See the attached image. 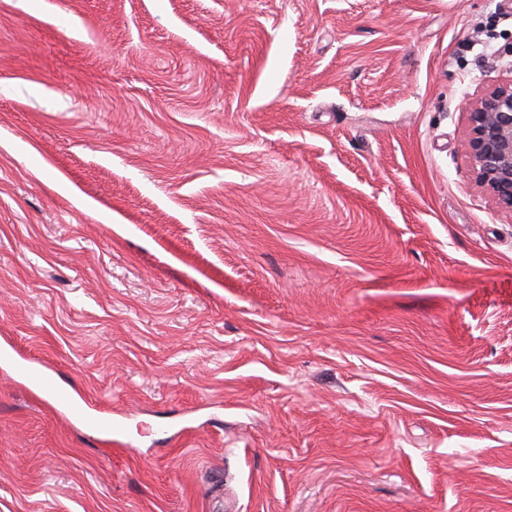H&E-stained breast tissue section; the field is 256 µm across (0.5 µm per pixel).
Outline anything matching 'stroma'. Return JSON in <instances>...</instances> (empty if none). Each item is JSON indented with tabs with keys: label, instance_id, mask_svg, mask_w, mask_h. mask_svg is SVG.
<instances>
[{
	"label": "stroma",
	"instance_id": "stroma-1",
	"mask_svg": "<svg viewBox=\"0 0 512 512\" xmlns=\"http://www.w3.org/2000/svg\"><path fill=\"white\" fill-rule=\"evenodd\" d=\"M511 81L512 0H0V512H512ZM469 157L476 182L512 211V81L468 105Z\"/></svg>",
	"mask_w": 512,
	"mask_h": 512
}]
</instances>
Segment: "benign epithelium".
<instances>
[{"instance_id":"1","label":"benign epithelium","mask_w":512,"mask_h":512,"mask_svg":"<svg viewBox=\"0 0 512 512\" xmlns=\"http://www.w3.org/2000/svg\"><path fill=\"white\" fill-rule=\"evenodd\" d=\"M469 157L476 182L512 211V82L468 105Z\"/></svg>"}]
</instances>
